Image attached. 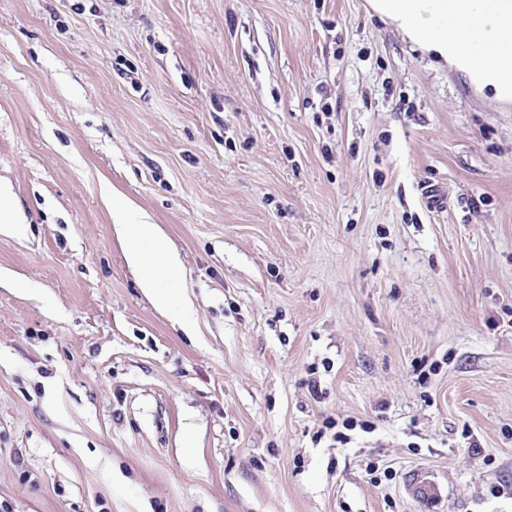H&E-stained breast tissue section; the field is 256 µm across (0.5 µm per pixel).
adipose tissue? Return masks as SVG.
Wrapping results in <instances>:
<instances>
[{
	"label": "adipose tissue",
	"mask_w": 512,
	"mask_h": 512,
	"mask_svg": "<svg viewBox=\"0 0 512 512\" xmlns=\"http://www.w3.org/2000/svg\"><path fill=\"white\" fill-rule=\"evenodd\" d=\"M403 36L442 64L464 73L479 88L512 101V0H368ZM112 218L127 242V260L140 285L158 304L168 295L160 282L177 258L162 236L141 244L142 227L129 221V205L112 202Z\"/></svg>",
	"instance_id": "ef3b65f1"
}]
</instances>
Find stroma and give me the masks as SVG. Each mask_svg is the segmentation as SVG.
I'll list each match as a JSON object with an SVG mask.
<instances>
[{"label": "stroma", "instance_id": "1", "mask_svg": "<svg viewBox=\"0 0 512 512\" xmlns=\"http://www.w3.org/2000/svg\"><path fill=\"white\" fill-rule=\"evenodd\" d=\"M0 182V512H512V103L367 0H0ZM112 218L127 242V260L137 269L141 288L147 290L158 304L165 305L168 294L165 288H160V282L168 269L176 264L175 254L161 235L153 237L150 247L142 246L141 231L144 224L129 223V205L123 199L112 200Z\"/></svg>", "mask_w": 512, "mask_h": 512}]
</instances>
